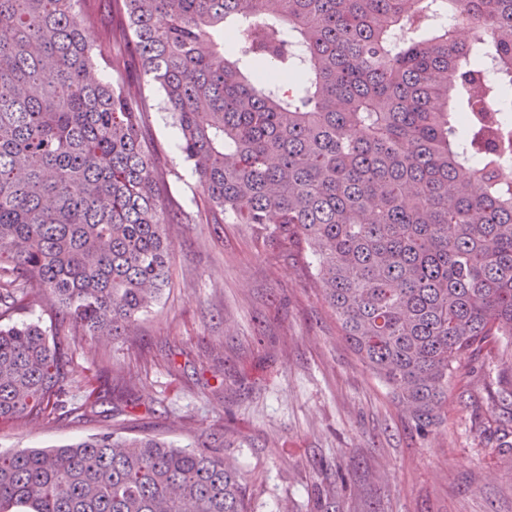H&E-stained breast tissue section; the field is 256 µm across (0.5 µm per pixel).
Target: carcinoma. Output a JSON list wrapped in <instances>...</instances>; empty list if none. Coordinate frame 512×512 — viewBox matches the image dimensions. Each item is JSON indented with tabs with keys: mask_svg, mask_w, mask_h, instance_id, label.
Listing matches in <instances>:
<instances>
[{
	"mask_svg": "<svg viewBox=\"0 0 512 512\" xmlns=\"http://www.w3.org/2000/svg\"><path fill=\"white\" fill-rule=\"evenodd\" d=\"M77 2L0 0V422L95 406L68 343L13 319L30 298L58 336L116 340L169 280L149 105L92 75ZM112 18L210 211L306 245L346 342L435 425L466 356L512 340V0H112ZM210 447L112 431L0 452V512H252Z\"/></svg>",
	"mask_w": 512,
	"mask_h": 512,
	"instance_id": "cac0c4a2",
	"label": "carcinoma"
}]
</instances>
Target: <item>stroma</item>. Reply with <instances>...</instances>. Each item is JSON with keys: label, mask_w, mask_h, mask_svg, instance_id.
Returning a JSON list of instances; mask_svg holds the SVG:
<instances>
[{"label": "stroma", "mask_w": 512, "mask_h": 512, "mask_svg": "<svg viewBox=\"0 0 512 512\" xmlns=\"http://www.w3.org/2000/svg\"><path fill=\"white\" fill-rule=\"evenodd\" d=\"M125 85L151 106L170 228V283L132 335L70 337L81 388L96 406L36 425L0 423V451L52 448L101 431L150 434L180 448L226 436L251 482L254 512H512V368L485 352L449 382L443 420L420 436L389 389L343 340L315 260L270 245L248 224H215L162 91L131 58ZM336 486L322 501V488Z\"/></svg>", "instance_id": "35a3bbf8"}]
</instances>
